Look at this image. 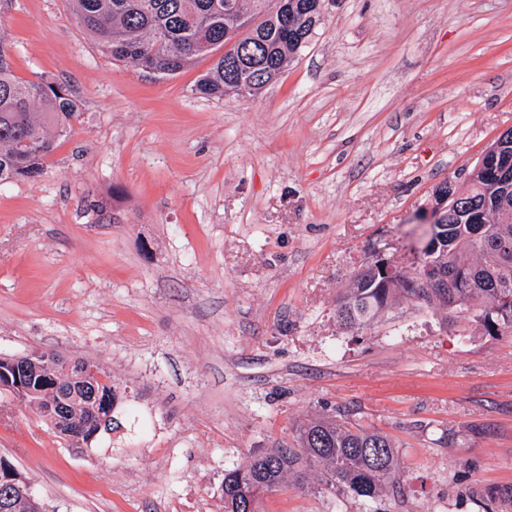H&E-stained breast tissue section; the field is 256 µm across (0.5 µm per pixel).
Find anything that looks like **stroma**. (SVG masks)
I'll return each mask as SVG.
<instances>
[{
	"mask_svg": "<svg viewBox=\"0 0 512 512\" xmlns=\"http://www.w3.org/2000/svg\"><path fill=\"white\" fill-rule=\"evenodd\" d=\"M0 36L79 112L39 177L0 186V354L89 358L122 392L78 448L0 390V458L46 512H224L225 470L337 411L393 440L399 485L264 512H512V335L415 302L335 315L512 129V0H330L247 99L199 95L207 59L113 61L70 0H0Z\"/></svg>",
	"mask_w": 512,
	"mask_h": 512,
	"instance_id": "stroma-1",
	"label": "stroma"
}]
</instances>
